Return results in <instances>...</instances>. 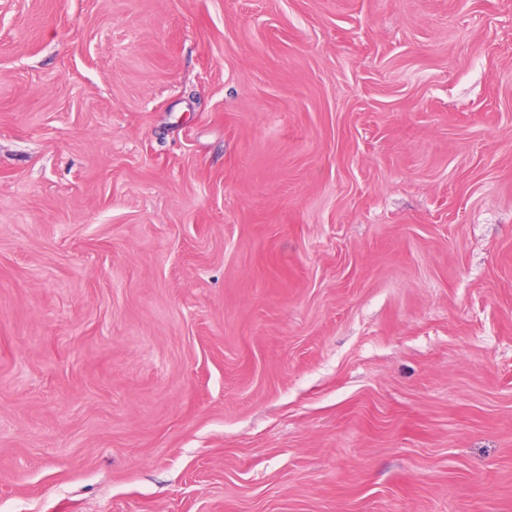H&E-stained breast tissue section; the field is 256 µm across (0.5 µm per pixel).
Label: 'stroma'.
<instances>
[{"mask_svg":"<svg viewBox=\"0 0 512 512\" xmlns=\"http://www.w3.org/2000/svg\"><path fill=\"white\" fill-rule=\"evenodd\" d=\"M0 512H512V0H0Z\"/></svg>","mask_w":512,"mask_h":512,"instance_id":"obj_1","label":"stroma"}]
</instances>
